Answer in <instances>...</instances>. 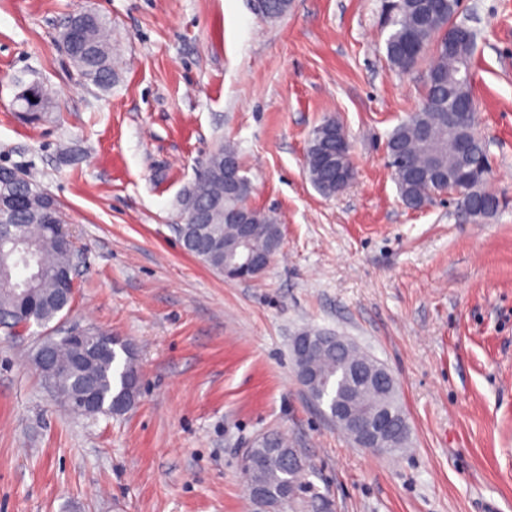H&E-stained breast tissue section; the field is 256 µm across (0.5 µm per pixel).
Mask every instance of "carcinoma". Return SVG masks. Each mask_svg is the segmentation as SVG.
Instances as JSON below:
<instances>
[{
	"label": "carcinoma",
	"instance_id": "obj_1",
	"mask_svg": "<svg viewBox=\"0 0 512 512\" xmlns=\"http://www.w3.org/2000/svg\"><path fill=\"white\" fill-rule=\"evenodd\" d=\"M459 0H396L391 5L389 25L392 27L386 40V56L391 66L401 73L412 71L423 56L430 52L432 63L426 72V96L422 107L402 121L387 140V151L393 167L402 200L417 206L431 199L436 187L428 181L413 177L410 171L416 168L441 167L453 174L458 168L454 142L475 133L474 110L455 119L449 116L461 111L460 104L474 105L469 89V62L474 43L464 41L450 44L445 35L448 24L458 12ZM82 36L65 45L82 80L98 88L112 86L115 71L112 66V45L109 43V21L104 17L88 18L80 26ZM22 118L31 123L42 121L52 111V96L40 83L32 82L22 89ZM321 142L311 138L306 154L309 178L315 188L323 194L337 192L333 183L315 160V149ZM222 156L213 155L200 173L195 189L182 199L184 216L202 205L214 204L212 223L206 225V235L215 241L233 234V226L226 223L224 211L237 207L239 200L224 197V176L221 175ZM490 171L481 176H469L463 182L451 179L448 188L461 185L462 206L489 210L491 217L500 208L499 198L487 189ZM17 198L20 207L15 213L0 214V236L8 239L11 229L19 226L34 244L30 252L11 254L0 251V318L6 323L0 328L12 336L18 333L16 326L22 318L14 319L11 313L21 311L29 301L28 283L36 280L37 294L34 298L36 310L28 318L30 324L46 327L61 316L72 304L73 298H59L60 289L71 287L67 273L73 271L75 247L64 226L65 220L59 203L29 176L18 182L0 181V202ZM257 234L252 241L256 248L264 247L269 231L277 219L258 213ZM183 250L216 271L224 266V251L201 247L194 227L186 224L179 234ZM60 368L56 373V397L70 408L76 387L87 379H93L103 399L107 400L131 385H136L138 368L133 353L123 341L112 338V342L99 348L93 362L84 367L70 364L67 348L56 350ZM355 356L354 350L347 352L316 348L308 355V365L317 374V381L310 388V397L318 405H333L345 395L350 380L344 373V364ZM362 406H382L393 417L396 439L388 443V452L409 447V427L406 413L400 402L397 386L383 391L362 386L359 388ZM307 470L294 468L275 459L269 463L244 471L246 487L263 486L269 500H282L285 487L306 484Z\"/></svg>",
	"mask_w": 512,
	"mask_h": 512
}]
</instances>
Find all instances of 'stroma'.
<instances>
[{
	"instance_id": "obj_1",
	"label": "stroma",
	"mask_w": 512,
	"mask_h": 512,
	"mask_svg": "<svg viewBox=\"0 0 512 512\" xmlns=\"http://www.w3.org/2000/svg\"><path fill=\"white\" fill-rule=\"evenodd\" d=\"M112 22L116 81L84 84L56 32ZM477 34L475 129L505 201L472 221L454 196L407 208L387 165L429 60L386 58V0H0V163L63 207L80 262L65 327L130 344L142 386L119 416L70 414L30 363L40 334L0 332V512H252L242 452L279 433L305 455L292 512H512V0H462ZM54 108L24 121L20 82ZM336 120L356 171L327 196L305 165ZM232 147L283 244L229 281L185 254L178 201ZM346 337L386 366L411 446L355 447L301 385L290 341Z\"/></svg>"
}]
</instances>
